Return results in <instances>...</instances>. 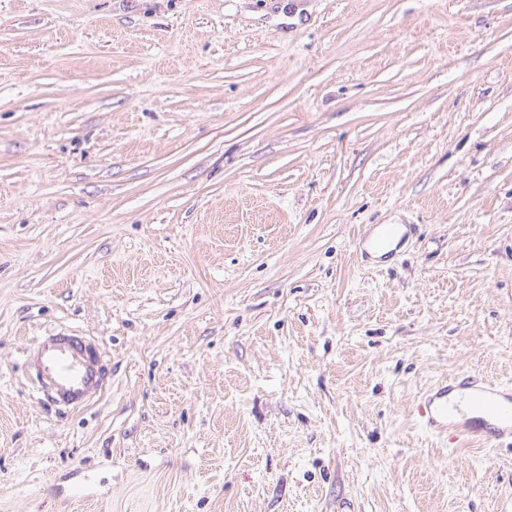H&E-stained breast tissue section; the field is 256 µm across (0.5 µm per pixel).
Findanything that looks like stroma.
<instances>
[{"label":"stroma","instance_id":"1","mask_svg":"<svg viewBox=\"0 0 512 512\" xmlns=\"http://www.w3.org/2000/svg\"><path fill=\"white\" fill-rule=\"evenodd\" d=\"M461 371L512 383V0H0V512H512L414 420ZM25 364L38 393L60 410L84 407L106 385L103 357L76 334L39 336Z\"/></svg>","mask_w":512,"mask_h":512}]
</instances>
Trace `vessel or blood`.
I'll list each match as a JSON object with an SVG mask.
<instances>
[{
    "mask_svg": "<svg viewBox=\"0 0 512 512\" xmlns=\"http://www.w3.org/2000/svg\"><path fill=\"white\" fill-rule=\"evenodd\" d=\"M25 364L36 390L61 410L84 407L106 385L104 360L83 337H38ZM417 423L428 435L455 434L471 442L512 443V388L469 372L436 383L416 403Z\"/></svg>",
    "mask_w": 512,
    "mask_h": 512,
    "instance_id": "vessel-or-blood-1",
    "label": "vessel or blood"
}]
</instances>
